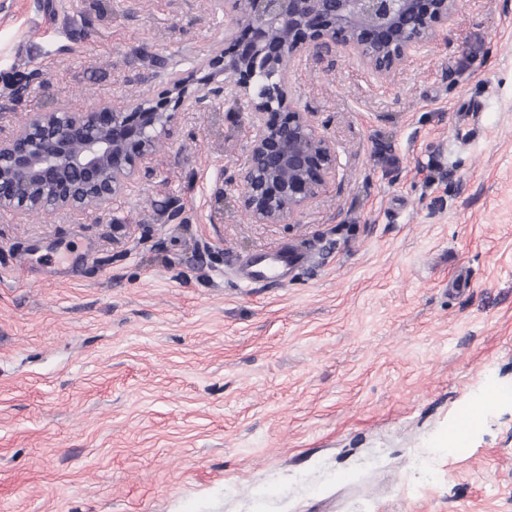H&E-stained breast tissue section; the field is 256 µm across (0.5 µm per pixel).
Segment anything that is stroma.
I'll return each mask as SVG.
<instances>
[{
	"mask_svg": "<svg viewBox=\"0 0 512 512\" xmlns=\"http://www.w3.org/2000/svg\"><path fill=\"white\" fill-rule=\"evenodd\" d=\"M236 17L0 0V141L178 77L206 97L102 206L0 210V512H512V0H460L383 74L291 58L337 165L275 223L242 205L250 104L207 65ZM283 247L287 282L241 286Z\"/></svg>",
	"mask_w": 512,
	"mask_h": 512,
	"instance_id": "1",
	"label": "stroma"
}]
</instances>
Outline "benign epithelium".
I'll use <instances>...</instances> for the list:
<instances>
[{
  "label": "benign epithelium",
  "mask_w": 512,
  "mask_h": 512,
  "mask_svg": "<svg viewBox=\"0 0 512 512\" xmlns=\"http://www.w3.org/2000/svg\"><path fill=\"white\" fill-rule=\"evenodd\" d=\"M235 49L224 74L249 99L255 118L251 164L240 174L242 205L260 222H278L314 199L335 168L331 142L280 87L279 105L254 92L258 62L277 52L270 29H288L292 53L334 45L353 49L375 73L392 70L419 45L447 40L458 0H235ZM418 20L417 31L407 20ZM175 96L150 98L129 111L36 112L0 143V209L19 212L83 210L100 206L131 179L164 132L172 113L195 109L203 98L178 80Z\"/></svg>",
  "instance_id": "7a95c632"
}]
</instances>
